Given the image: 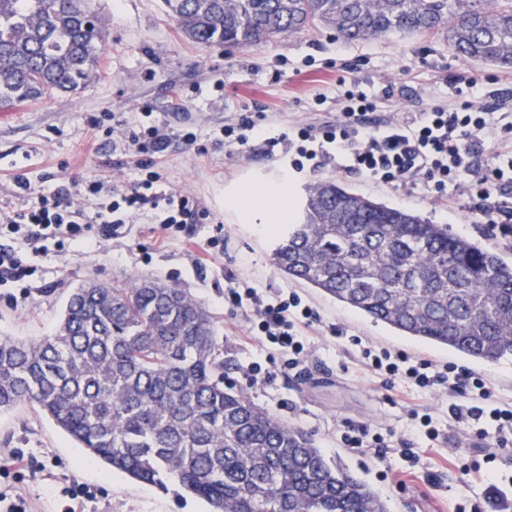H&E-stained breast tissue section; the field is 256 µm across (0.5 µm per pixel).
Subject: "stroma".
Segmentation results:
<instances>
[{"mask_svg":"<svg viewBox=\"0 0 512 512\" xmlns=\"http://www.w3.org/2000/svg\"><path fill=\"white\" fill-rule=\"evenodd\" d=\"M105 35L93 76L77 92L17 106L0 120V211L26 208L34 193L59 184L97 180L125 190L139 177L140 159L128 128L152 124L174 132L153 158L170 189L193 195L208 216L190 231L172 229L158 242L161 213L122 225L118 235L78 249L48 245L34 253L22 238L14 249L36 266L25 284L0 286V338L37 340L51 335L71 290L95 280L112 283L149 276L185 289L211 312L230 383L284 423L311 435L326 457L338 460L387 503L389 512H457L458 505L491 497L485 471L473 470L483 451L469 447L448 426V401L440 392L406 386L389 389L359 356L360 346L398 348L436 363L450 362L483 373L496 395L512 402V357L494 365L473 362L444 348L396 335L381 323L286 279L273 266V225L246 218L230 196L254 181L288 177L290 203L302 207L308 187L333 180L377 202L404 208L447 225L449 231L499 248L512 261V237L502 236L479 216L466 197L437 198L424 179L395 188L319 159L300 173L288 172L281 152L267 138L292 133L301 123L335 120L347 91L372 98L371 121L400 118L432 106L468 100L512 113V70L469 64L440 37H390L361 44L338 40L331 31L291 35L269 43L227 50L183 38L161 0H87ZM251 118L263 137L239 153L224 144V128ZM109 127L93 126V119ZM180 131L196 133L188 145ZM30 181L20 194L16 178ZM221 246L198 260L200 243ZM255 288L270 296L297 293L317 315L304 329L305 357L289 368L288 355L252 334L249 301L233 302L229 290ZM259 375H252V368ZM428 413L446 428L449 444L418 443L417 468L391 447L359 453L341 435L367 426L397 440L411 413ZM79 484L94 493L77 512H208V505L178 487L161 490L112 471L88 454L29 404L0 413V498L23 499L27 512H64L63 488Z\"/></svg>","mask_w":512,"mask_h":512,"instance_id":"stroma-1","label":"stroma"}]
</instances>
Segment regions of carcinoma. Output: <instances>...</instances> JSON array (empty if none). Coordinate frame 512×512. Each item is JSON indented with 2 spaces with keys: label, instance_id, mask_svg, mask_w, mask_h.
<instances>
[{
  "label": "carcinoma",
  "instance_id": "carcinoma-1",
  "mask_svg": "<svg viewBox=\"0 0 512 512\" xmlns=\"http://www.w3.org/2000/svg\"><path fill=\"white\" fill-rule=\"evenodd\" d=\"M200 46L331 29L347 43L444 35L512 69V0H162ZM103 50L85 0H0V107L70 94ZM273 264L398 335L479 363L512 356V262L334 181L308 190ZM28 402L112 470L204 499L209 512H388L303 430L224 385L207 308L152 278L88 281L55 334L0 339V412Z\"/></svg>",
  "mask_w": 512,
  "mask_h": 512
}]
</instances>
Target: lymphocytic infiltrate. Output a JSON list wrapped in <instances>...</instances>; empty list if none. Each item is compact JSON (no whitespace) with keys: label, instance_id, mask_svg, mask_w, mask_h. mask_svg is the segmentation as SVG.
<instances>
[{"label":"lymphocytic infiltrate","instance_id":"obj_1","mask_svg":"<svg viewBox=\"0 0 512 512\" xmlns=\"http://www.w3.org/2000/svg\"><path fill=\"white\" fill-rule=\"evenodd\" d=\"M373 104L357 95L353 105L335 122L321 127L299 126L288 140L291 156L288 166L302 172L316 157H334L343 169L366 179L407 186L416 175H423L437 195L459 190L486 199L490 188L512 193V114L491 112L464 103L456 107L434 106L423 112H410L398 120L370 125L367 115ZM143 159L138 167L144 176L131 191L117 199L98 204L86 212L72 191L63 185L33 190L29 181L17 180L24 193H36L35 205L0 217V226L24 231L30 245L64 236L73 244L89 238H111L120 224L135 217L145 206L162 208V230L197 221L201 209L194 197L160 187L153 171L152 155L163 152L169 142L162 127L152 125L129 133ZM496 144L495 162L481 170L476 158L486 144ZM246 298L253 306V322L261 336L288 352L291 365L304 357L302 330L316 319L314 311L303 305L296 294L270 298L257 289L232 293V300ZM363 362L377 374L382 385L412 384L422 389L447 391L448 423L475 441H491L494 449L483 456L495 462L496 451L512 446V403L500 400L482 374L463 372L452 364H436L418 359L402 350L366 347Z\"/></svg>","mask_w":512,"mask_h":512}]
</instances>
